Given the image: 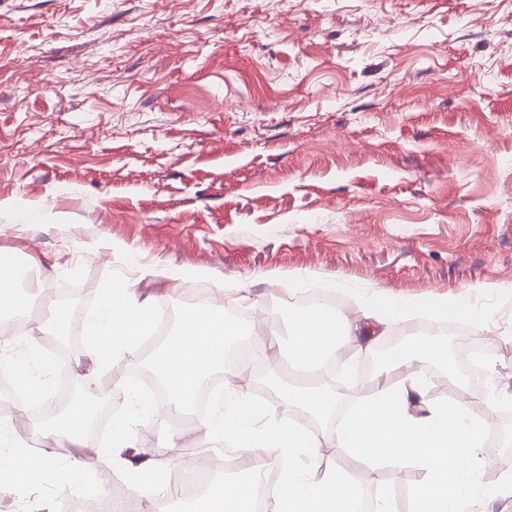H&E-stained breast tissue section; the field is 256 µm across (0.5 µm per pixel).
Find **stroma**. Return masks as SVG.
<instances>
[{
	"label": "stroma",
	"instance_id": "35a3bbf8",
	"mask_svg": "<svg viewBox=\"0 0 512 512\" xmlns=\"http://www.w3.org/2000/svg\"><path fill=\"white\" fill-rule=\"evenodd\" d=\"M0 252L40 262L30 319L53 289L128 281L173 317L187 294L264 313L273 340L237 379L255 395L289 362L292 314L314 277L357 316L359 299L452 293L486 312L464 337L489 350L484 378L512 450V0H0ZM171 266L176 280L141 277ZM46 336L8 339L58 399L66 367ZM210 438L157 415L111 462L63 485L0 494V512H41L62 493L127 485L149 449ZM424 472L375 478L409 512Z\"/></svg>",
	"mask_w": 512,
	"mask_h": 512
}]
</instances>
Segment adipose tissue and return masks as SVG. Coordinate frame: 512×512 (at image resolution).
<instances>
[{"mask_svg":"<svg viewBox=\"0 0 512 512\" xmlns=\"http://www.w3.org/2000/svg\"><path fill=\"white\" fill-rule=\"evenodd\" d=\"M359 316L348 317L336 310L314 307L297 310L292 318L293 348L291 362L301 370L321 369L324 361L345 345L371 351L363 336L364 320L383 322L393 317L411 318L413 307L396 308L388 299L364 300ZM153 332L149 300L122 283L113 282L104 289L94 315L84 325L85 352L95 373L122 378L123 364L136 356L139 341ZM236 325L224 315L222 302L210 303L183 314L175 331L154 354L150 370L166 390L164 408L173 415L189 412L204 379L224 368V349L228 338L238 335ZM447 363L441 347L429 338L416 336L406 345L380 360L382 372L402 373L403 381L377 383L371 399L358 401L354 413L337 433V445L369 463L371 468L385 464L421 467L428 485L418 490L411 512H465L471 502L464 494L466 479L453 461L458 448L475 451L477 467L488 466L482 455L483 438L490 427L483 413L471 407L439 405L427 402L418 373L412 367L422 358ZM128 392L134 405L151 412L161 406L136 387ZM289 405L317 419H326L336 410L337 397L326 388L295 386L288 390ZM233 404L225 414L224 401ZM216 410L207 415L204 425L213 439L230 442L240 456H251L264 449L282 467V479L268 512H362V499H369L371 512H395L391 497L366 472H347L323 468L318 438L290 422L257 425L258 406L240 395L234 382H226L223 393L215 398ZM426 406L423 415L414 414L417 406ZM89 416L79 406L71 407L55 418L40 433L52 448H95L99 459L110 460L114 449L128 439L133 416L112 421L109 445L94 447ZM0 493L14 492L54 475L62 484L72 483L78 468L60 467L50 455L33 456L14 451L0 454ZM193 512H254L252 483H219L204 498L192 505Z\"/></svg>","mask_w":512,"mask_h":512,"instance_id":"obj_1","label":"adipose tissue"}]
</instances>
